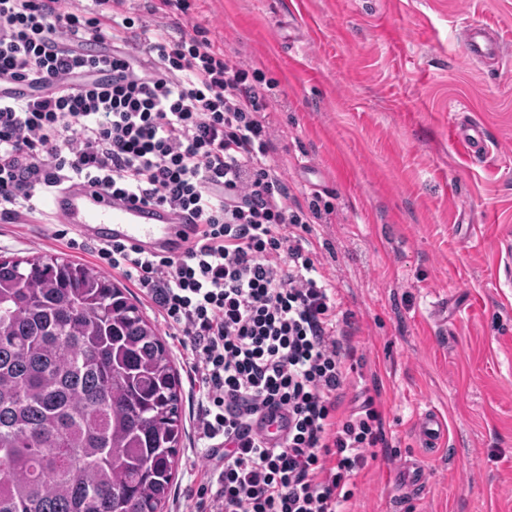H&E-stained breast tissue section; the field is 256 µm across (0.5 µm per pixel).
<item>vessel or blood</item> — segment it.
<instances>
[{"label": "vessel or blood", "mask_w": 512, "mask_h": 512, "mask_svg": "<svg viewBox=\"0 0 512 512\" xmlns=\"http://www.w3.org/2000/svg\"><path fill=\"white\" fill-rule=\"evenodd\" d=\"M470 61L502 60L503 45L482 24L468 25L465 33ZM53 218L70 225L85 238L122 242L145 253L177 255L184 251L183 226L167 208L113 199L103 188L74 183L52 201ZM418 433L427 446L445 438V424L433 412L423 415Z\"/></svg>", "instance_id": "obj_1"}]
</instances>
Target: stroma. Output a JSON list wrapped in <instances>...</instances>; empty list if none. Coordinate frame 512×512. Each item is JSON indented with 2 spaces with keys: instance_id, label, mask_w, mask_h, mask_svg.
Segmentation results:
<instances>
[{
  "instance_id": "1",
  "label": "stroma",
  "mask_w": 512,
  "mask_h": 512,
  "mask_svg": "<svg viewBox=\"0 0 512 512\" xmlns=\"http://www.w3.org/2000/svg\"><path fill=\"white\" fill-rule=\"evenodd\" d=\"M176 32L201 27L267 94L275 157L338 289L362 356L349 395L382 402L387 447L353 478V512H512V0H188ZM507 59L466 61L467 23ZM489 156L466 153L465 123ZM65 224L0 223V256H61ZM163 339L180 379L181 438L164 512H191L201 476L195 406L178 343L135 282L113 275ZM447 438L425 447L424 413ZM420 465L405 488L400 465ZM458 143L464 148L471 150H483L485 155L489 154L488 146H486L481 128L476 124H471L460 128L458 131Z\"/></svg>"
}]
</instances>
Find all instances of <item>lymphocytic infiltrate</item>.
I'll return each mask as SVG.
<instances>
[{
    "label": "lymphocytic infiltrate",
    "instance_id": "lymphocytic-infiltrate-1",
    "mask_svg": "<svg viewBox=\"0 0 512 512\" xmlns=\"http://www.w3.org/2000/svg\"><path fill=\"white\" fill-rule=\"evenodd\" d=\"M125 3L0 0V220H38L74 181L182 216L180 255L111 242L97 258L178 339L205 450L195 512H351L382 414L344 398L349 317L271 163L266 96L208 39L172 35L160 16L185 0ZM278 416L275 442L261 425Z\"/></svg>",
    "mask_w": 512,
    "mask_h": 512
}]
</instances>
